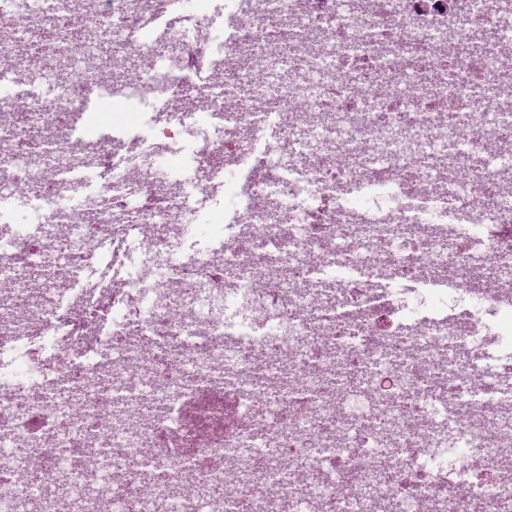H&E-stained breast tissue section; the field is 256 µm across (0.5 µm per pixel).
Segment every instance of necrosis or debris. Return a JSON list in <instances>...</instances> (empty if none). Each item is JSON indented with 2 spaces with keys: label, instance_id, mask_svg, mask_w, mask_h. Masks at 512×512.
<instances>
[{
  "label": "necrosis or debris",
  "instance_id": "4bbe7bcc",
  "mask_svg": "<svg viewBox=\"0 0 512 512\" xmlns=\"http://www.w3.org/2000/svg\"><path fill=\"white\" fill-rule=\"evenodd\" d=\"M3 19L0 512H61L46 489L93 476L112 512H512V169L493 142L512 0H0ZM47 37L67 67L38 56ZM108 97L135 122L88 132ZM271 111L282 149L243 185ZM138 142L143 163L114 167ZM116 240L108 307L53 279ZM228 401V428L185 414ZM240 455L252 474L227 478ZM279 125V115L270 112L261 124L253 128L249 143L239 159L240 170L245 176L250 177L254 171L252 166V159L254 157L267 155L272 152L277 140Z\"/></svg>",
  "mask_w": 512,
  "mask_h": 512
}]
</instances>
